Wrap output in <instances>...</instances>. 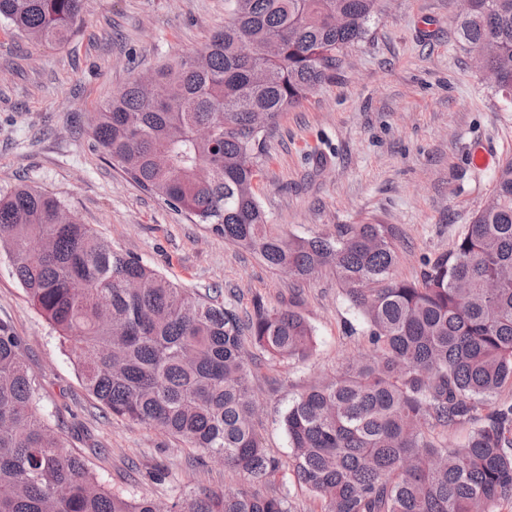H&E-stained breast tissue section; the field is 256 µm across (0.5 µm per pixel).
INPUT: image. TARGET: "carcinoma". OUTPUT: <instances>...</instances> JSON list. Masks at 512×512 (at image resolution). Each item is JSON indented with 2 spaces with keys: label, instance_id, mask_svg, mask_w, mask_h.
<instances>
[{
  "label": "carcinoma",
  "instance_id": "cac0c4a2",
  "mask_svg": "<svg viewBox=\"0 0 512 512\" xmlns=\"http://www.w3.org/2000/svg\"><path fill=\"white\" fill-rule=\"evenodd\" d=\"M382 0H226L224 28L195 55L139 79L94 114L97 149L169 208L185 211L270 267L310 280L333 267L367 327L371 351L304 390L284 426L297 479L321 512H497L512 501V160L453 250L416 281L395 276L390 224H338L310 239L268 223L254 193L265 132L329 80ZM83 0H0V21L31 40L63 43ZM346 23L338 27L333 17ZM459 48L487 46L484 65L512 104V0H471ZM55 197L19 185L0 193V253L51 322L106 415L201 450L253 483L285 482L254 428L245 343L304 360L314 330L291 297L255 303L248 323L173 283L70 217ZM38 383L0 321V512H155L156 500L112 492L39 416ZM478 421L449 449L428 431ZM169 512H289L287 496L204 488Z\"/></svg>",
  "mask_w": 512,
  "mask_h": 512
}]
</instances>
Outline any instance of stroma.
<instances>
[{"instance_id": "stroma-1", "label": "stroma", "mask_w": 512, "mask_h": 512, "mask_svg": "<svg viewBox=\"0 0 512 512\" xmlns=\"http://www.w3.org/2000/svg\"><path fill=\"white\" fill-rule=\"evenodd\" d=\"M458 0H384L333 77L281 117L259 160L254 192L269 223L291 238L340 224H391L395 274L417 279L448 253L493 195L512 159V110L457 43ZM224 24V0H84L72 37L41 43L0 22V190L25 184L63 202L119 250L169 280L221 301L240 317L256 300L298 293L315 331L312 354L260 356L254 424L271 457L290 464L284 416L315 382L370 352L367 325L332 269L297 281L266 266L184 212L139 189L95 148L91 119L129 82L194 54ZM493 162L474 167L476 147ZM0 319L22 342L40 386L38 409L113 490L166 502L183 486L235 489L222 464L156 428L104 418L51 324L0 256ZM165 480H154L156 471Z\"/></svg>"}]
</instances>
